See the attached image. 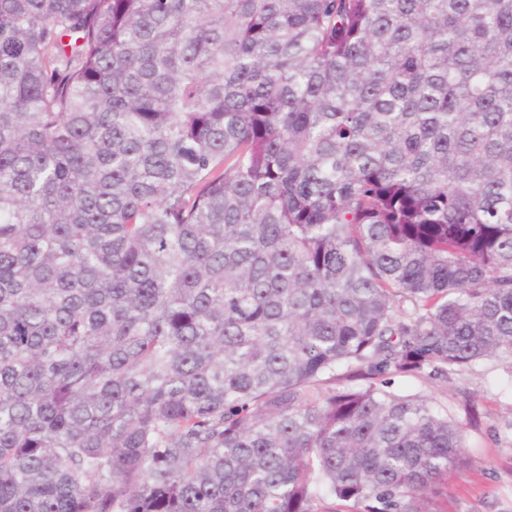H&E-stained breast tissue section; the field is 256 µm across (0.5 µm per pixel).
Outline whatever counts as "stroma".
<instances>
[{"label":"stroma","instance_id":"stroma-1","mask_svg":"<svg viewBox=\"0 0 512 512\" xmlns=\"http://www.w3.org/2000/svg\"><path fill=\"white\" fill-rule=\"evenodd\" d=\"M392 388L443 406L460 421L468 394L481 413L478 427L468 430L467 465L439 484L429 512H512V360L484 361L446 383L397 376Z\"/></svg>","mask_w":512,"mask_h":512}]
</instances>
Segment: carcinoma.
<instances>
[{
	"label": "carcinoma",
	"instance_id": "1",
	"mask_svg": "<svg viewBox=\"0 0 512 512\" xmlns=\"http://www.w3.org/2000/svg\"><path fill=\"white\" fill-rule=\"evenodd\" d=\"M492 357L512 0H0V512H425Z\"/></svg>",
	"mask_w": 512,
	"mask_h": 512
}]
</instances>
